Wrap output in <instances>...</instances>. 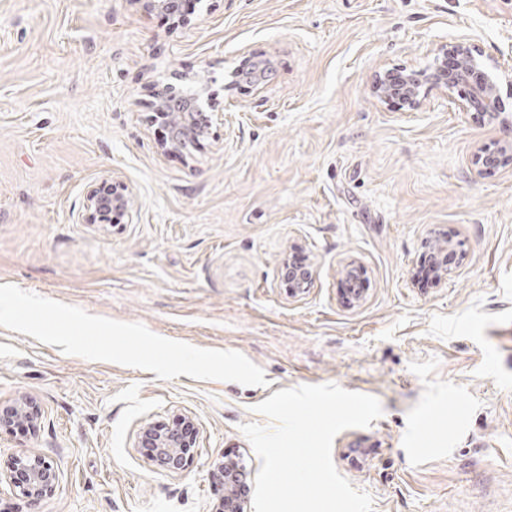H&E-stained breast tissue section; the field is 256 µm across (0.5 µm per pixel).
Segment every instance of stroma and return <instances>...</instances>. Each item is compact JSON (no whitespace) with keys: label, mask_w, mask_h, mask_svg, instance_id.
<instances>
[{"label":"stroma","mask_w":512,"mask_h":512,"mask_svg":"<svg viewBox=\"0 0 512 512\" xmlns=\"http://www.w3.org/2000/svg\"><path fill=\"white\" fill-rule=\"evenodd\" d=\"M461 38L498 76L496 119L457 91L414 110L373 95ZM257 58L258 87L236 77ZM198 74L211 128L165 151L152 93ZM510 144L512 0H198L186 24L129 0H0V285L240 352L267 380H161L0 327V400L44 413L0 435V459L38 449L60 472L37 503L0 486V512H211L213 462L260 468L241 431L270 426L256 405L326 383L382 405L332 445L371 512H512V166L479 173ZM118 182L130 223H86L88 187ZM436 237L454 244L438 284L419 274ZM296 249L313 280L294 297ZM181 414L196 455L171 474L137 434Z\"/></svg>","instance_id":"1"}]
</instances>
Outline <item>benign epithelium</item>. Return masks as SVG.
Instances as JSON below:
<instances>
[{
  "mask_svg": "<svg viewBox=\"0 0 512 512\" xmlns=\"http://www.w3.org/2000/svg\"><path fill=\"white\" fill-rule=\"evenodd\" d=\"M141 12L151 14L162 12L183 19L181 4L184 0H130ZM479 47L466 38L458 39L441 46L434 67L435 76L431 85L452 90L459 82L470 78L478 67ZM189 82L193 89L183 90L170 84L156 93L157 115L168 121L170 129L167 151H176L193 140L204 128L205 89L201 78L192 77ZM419 79L412 71H385L376 75L372 93L380 100L397 99L409 108L420 105ZM494 82L486 77L476 82L471 92L465 94L463 108L485 115L494 110ZM133 196L124 186H115L108 191L96 187L88 190L86 196V220L89 224H120L132 217ZM282 279L288 291L298 296L309 287L312 280L310 267L300 270L283 262ZM43 412L38 404L28 397H19L8 402H0V432L10 431L20 424L32 431L41 427ZM194 426L189 416L176 417L165 424H149L143 427L138 442L144 448L153 449L151 461L167 472L179 473L185 470L194 457L193 447L196 435L185 438L180 431L181 423ZM5 476L13 490L31 501H41L54 496L59 474L54 462L41 453L22 451L13 453L7 460L6 469L0 468V476ZM249 476L245 465L227 462L224 464V500L214 506V512H247L248 496L245 484Z\"/></svg>",
  "mask_w": 512,
  "mask_h": 512,
  "instance_id": "obj_1",
  "label": "benign epithelium"
}]
</instances>
